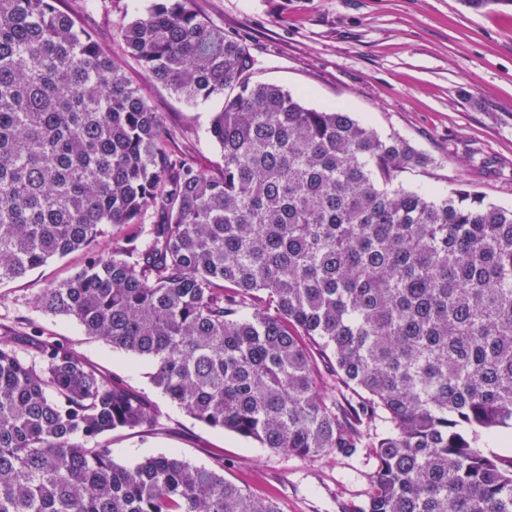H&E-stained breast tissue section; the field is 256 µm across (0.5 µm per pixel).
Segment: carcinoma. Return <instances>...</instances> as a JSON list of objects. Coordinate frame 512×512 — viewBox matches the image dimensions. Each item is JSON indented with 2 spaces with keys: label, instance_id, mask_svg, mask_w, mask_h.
Here are the masks:
<instances>
[{
  "label": "carcinoma",
  "instance_id": "1",
  "mask_svg": "<svg viewBox=\"0 0 512 512\" xmlns=\"http://www.w3.org/2000/svg\"><path fill=\"white\" fill-rule=\"evenodd\" d=\"M57 2L0 0V283L81 250L36 307L146 360L193 418L301 457L352 455L381 419L359 512H512V460L477 447L512 429V209L404 187L427 156L254 80L193 0H151L121 27L127 54L189 104L223 100V165H194ZM311 343L358 406L327 392ZM38 349L0 336V512H278L222 464L117 463L105 436L158 430L148 396Z\"/></svg>",
  "mask_w": 512,
  "mask_h": 512
}]
</instances>
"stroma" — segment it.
Masks as SVG:
<instances>
[{"label": "stroma", "instance_id": "obj_1", "mask_svg": "<svg viewBox=\"0 0 512 512\" xmlns=\"http://www.w3.org/2000/svg\"><path fill=\"white\" fill-rule=\"evenodd\" d=\"M148 0H95L79 23L122 60L130 79L164 113L175 136L171 151L195 165L221 164L206 132L222 103L184 102L151 82L127 58L120 29ZM226 34L246 42L257 60L255 78L283 86L317 109L352 112L381 137L397 136L428 156L430 165L402 174L404 187L436 193L467 188L512 207V9L475 11L464 0H193ZM77 252L54 258L16 281L0 283V336L19 357L38 348L25 339L73 349L87 364L144 393L159 417L149 434L119 430L112 456L133 465L178 453L197 466L224 463V475L280 512H358L367 500L373 451L333 452L307 459L274 453L252 440L192 418L156 389L149 365L87 336L74 320L39 311L42 288L84 264Z\"/></svg>", "mask_w": 512, "mask_h": 512}]
</instances>
